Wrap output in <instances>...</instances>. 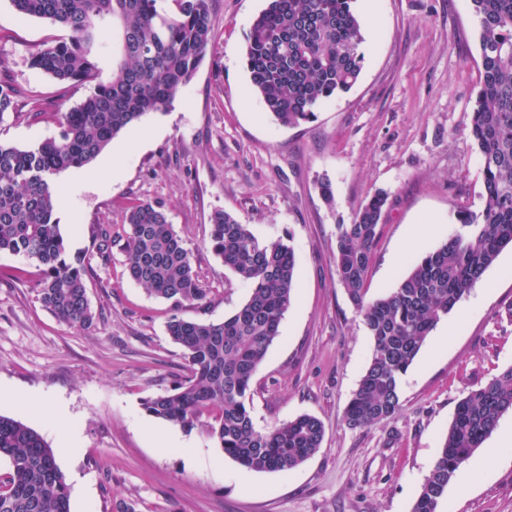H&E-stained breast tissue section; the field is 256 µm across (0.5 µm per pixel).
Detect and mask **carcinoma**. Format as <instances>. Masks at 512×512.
<instances>
[{
    "instance_id": "obj_1",
    "label": "carcinoma",
    "mask_w": 512,
    "mask_h": 512,
    "mask_svg": "<svg viewBox=\"0 0 512 512\" xmlns=\"http://www.w3.org/2000/svg\"><path fill=\"white\" fill-rule=\"evenodd\" d=\"M24 16L46 19L67 37L32 58L60 81L84 82L97 70L95 51L112 36V80L100 82L79 106L62 113L61 130L34 147L0 142V252L37 263L35 290L59 322L88 331L86 257L69 255L55 218L56 176L90 164L145 115L166 108L190 81L213 37L211 0H11ZM353 0H267L244 53L253 90L283 126L317 118L316 111L356 83L364 60ZM480 28L481 88L468 127L480 154L483 208L461 210L462 231L428 252L387 295L367 298L366 280L381 231L385 192L376 193L350 224L336 225V274L363 317L370 361L345 412L352 428L395 417L402 377L441 319L512 246V0H471ZM20 90L0 79V122L17 108ZM127 277L174 306H201L208 293L193 255L166 215L151 204L129 209ZM211 250L250 285L247 300L219 323L173 315L170 339L189 375L144 400L145 411L191 429L214 412L209 435L224 456L257 472H288L321 448L323 423L300 415L261 432L250 413L251 382L279 335L295 287L296 255L279 239L259 240L232 214L211 216ZM512 412V364L457 403L448 432L411 512H437L464 464ZM0 512H71L70 487L53 448L22 421L0 414Z\"/></svg>"
}]
</instances>
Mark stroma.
Returning <instances> with one entry per match:
<instances>
[{
	"instance_id": "1",
	"label": "stroma",
	"mask_w": 512,
	"mask_h": 512,
	"mask_svg": "<svg viewBox=\"0 0 512 512\" xmlns=\"http://www.w3.org/2000/svg\"><path fill=\"white\" fill-rule=\"evenodd\" d=\"M267 0H213V40L191 80L165 109L115 139L90 165L60 172L55 216L69 253L86 255L96 315L83 331L59 323L34 289L36 262L0 253V413L21 420L53 448L70 487L71 512H411L458 401L512 364V248H505L424 342L401 380L390 421L349 427L345 410L369 362L363 318L336 275V227L352 223L376 191L389 195L367 288L397 287L427 252L459 231L458 213L480 211V155L468 114L480 87V29L470 0H364V61L352 89L315 121L278 124L252 90L246 35ZM60 27L17 14L0 0V77L43 111L9 113L0 142L21 149L58 135L60 116L112 77V41L96 51L93 80L60 82L31 65ZM329 182L332 202L319 186ZM163 210L194 254L205 308H174L124 272L126 214ZM234 214L262 241L290 240L295 289L278 337L251 384L258 430L302 414L325 428L320 450L286 472H256L224 456L203 413L193 428L150 416L145 399L182 381L187 362L166 334L171 315L220 322L248 298L208 247L210 216ZM112 230L99 255L92 229ZM65 418L61 443L39 415ZM182 434L193 458L159 452L148 428ZM496 449L483 473L475 465ZM450 484L439 512H512V412Z\"/></svg>"
}]
</instances>
